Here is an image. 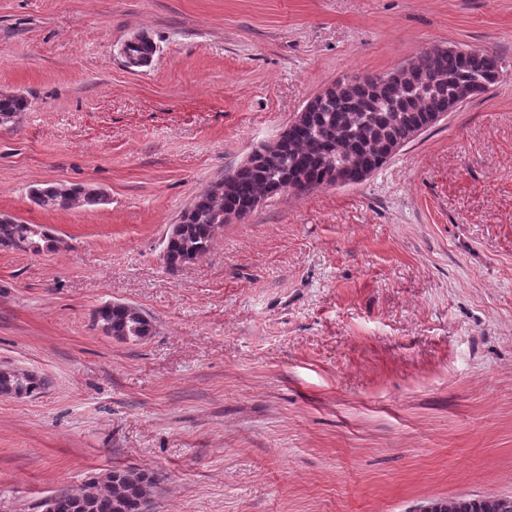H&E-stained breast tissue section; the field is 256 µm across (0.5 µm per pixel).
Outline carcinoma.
Returning <instances> with one entry per match:
<instances>
[{
  "label": "carcinoma",
  "instance_id": "cac0c4a2",
  "mask_svg": "<svg viewBox=\"0 0 512 512\" xmlns=\"http://www.w3.org/2000/svg\"><path fill=\"white\" fill-rule=\"evenodd\" d=\"M155 43L141 35L130 48L128 62L147 63ZM502 72L501 58L476 50L470 55L455 51L426 50L413 60V75L397 78L392 73L344 78L335 90L317 97L304 113L301 125L273 143L260 146L247 164L229 171L227 190L209 187L191 205L187 222L169 242L167 263L186 257L203 256L217 231L224 226V210L236 207L248 215L273 197L285 182L299 181V191L330 185L331 171L356 179L357 165L368 162L379 168L390 157L391 147L413 140L411 132L426 126L432 112L448 111V103L478 82L490 87ZM22 95L0 93V124L28 110ZM39 206L70 210L80 199L98 189L84 184H51L37 189ZM27 225L0 224V246L29 251ZM154 480L131 476L129 472L109 479L91 498L82 492L64 489L67 508L62 512H144ZM441 512H512V496L459 499L439 502Z\"/></svg>",
  "mask_w": 512,
  "mask_h": 512
}]
</instances>
